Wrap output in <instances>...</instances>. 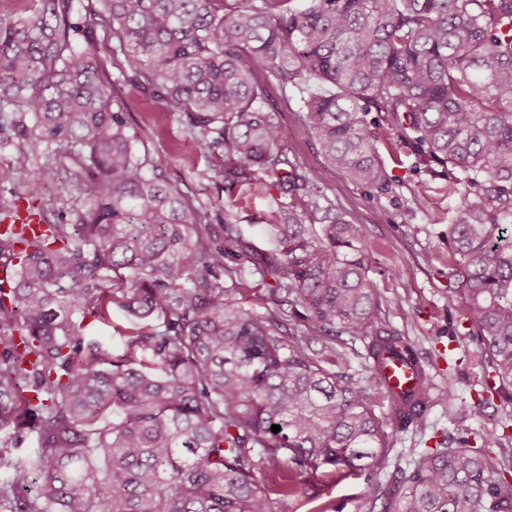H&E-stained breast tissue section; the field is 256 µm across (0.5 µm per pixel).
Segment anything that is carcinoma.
Here are the masks:
<instances>
[{"label": "carcinoma", "instance_id": "cac0c4a2", "mask_svg": "<svg viewBox=\"0 0 512 512\" xmlns=\"http://www.w3.org/2000/svg\"><path fill=\"white\" fill-rule=\"evenodd\" d=\"M112 65L185 114L186 135L221 151L224 187H285L262 249L236 214L203 224L136 154L158 135L126 131L125 101L89 38L70 39L73 0H14L0 15V103L33 119L19 136L76 152L93 190L74 224L50 223L58 187L24 160L0 166L19 192L0 202V512H272L302 476L371 481L392 465L387 428H418L432 388L415 343L381 316L362 237L288 158L258 71L284 87L336 88L304 101L336 170L385 178L376 143L411 148L413 167L448 181L454 292L467 303L499 381L512 385V0H100ZM375 112L377 116L367 119ZM40 218L31 236L19 202ZM231 263H226V260ZM274 278L313 336H279L282 317L232 297L244 266ZM120 344L90 334L112 325ZM367 336V384L343 381L336 332ZM386 356L415 367L402 400L380 387ZM389 404L379 416L370 390ZM278 425L281 430L271 431ZM433 448L403 481L373 484L382 512H512L506 465L484 449ZM288 471H281L283 464ZM281 473L274 487L260 469Z\"/></svg>", "mask_w": 512, "mask_h": 512}]
</instances>
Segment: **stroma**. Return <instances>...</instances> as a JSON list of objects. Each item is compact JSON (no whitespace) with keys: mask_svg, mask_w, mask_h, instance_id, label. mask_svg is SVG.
Returning a JSON list of instances; mask_svg holds the SVG:
<instances>
[{"mask_svg":"<svg viewBox=\"0 0 512 512\" xmlns=\"http://www.w3.org/2000/svg\"><path fill=\"white\" fill-rule=\"evenodd\" d=\"M75 42L87 36L105 40L100 0H74L67 18ZM111 80L128 106V133L146 126L159 127L160 133L138 154L165 156L169 162L156 170V177L184 194L202 223L215 224L232 209L240 224L262 248L269 247L266 221L270 214L286 206L287 193L278 186H239L226 191L224 181L214 173L220 159L184 135L185 119L165 112L150 90L121 79L111 70ZM266 103L285 134L290 158L321 178L324 204L343 212L359 226L365 244L366 266L383 298L384 315L390 325L414 340L421 356L429 362L433 405L424 421L422 434L397 433L393 448L402 455L398 465L389 467L386 482L402 480L411 471L413 454L439 445L456 447L465 431H494L512 441V386H495L477 337L468 335L466 310L462 301H451L454 281L448 268V210L456 205L445 181L412 169L408 147L398 143H378L386 188L370 190L352 182L330 166L327 153L303 121L304 101L314 94L331 93L332 87L309 80L302 88H284L266 74H258ZM19 114L7 113L0 122V166L26 154L31 170L56 169L69 188L45 199V216L53 223H72L73 208L80 191L88 190L90 177H78L79 164L68 150L42 146L26 151L14 126ZM426 195L427 208H418L415 194ZM455 381L454 403L444 399L447 379ZM481 405L477 418L467 411ZM307 493L300 499L273 498V512H321L323 506L337 512H370L371 491L364 479L336 480L330 475L308 478Z\"/></svg>","mask_w":512,"mask_h":512,"instance_id":"obj_1","label":"stroma"}]
</instances>
